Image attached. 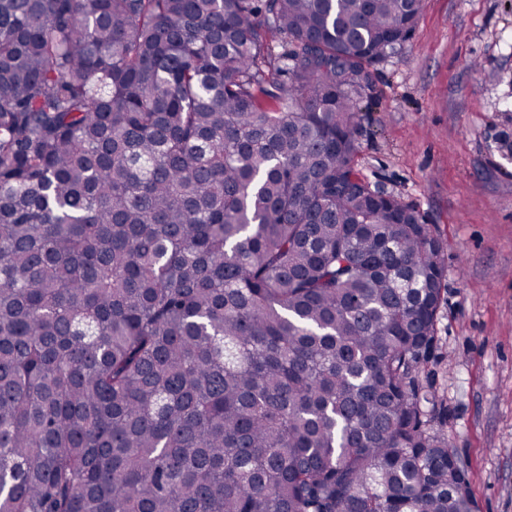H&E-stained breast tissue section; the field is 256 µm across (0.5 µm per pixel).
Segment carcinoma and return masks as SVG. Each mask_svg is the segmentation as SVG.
<instances>
[{
    "label": "carcinoma",
    "instance_id": "obj_1",
    "mask_svg": "<svg viewBox=\"0 0 512 512\" xmlns=\"http://www.w3.org/2000/svg\"><path fill=\"white\" fill-rule=\"evenodd\" d=\"M421 8L0 0V512H478L443 246L356 171Z\"/></svg>",
    "mask_w": 512,
    "mask_h": 512
}]
</instances>
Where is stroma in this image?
Masks as SVG:
<instances>
[{
	"instance_id": "35a3bbf8",
	"label": "stroma",
	"mask_w": 512,
	"mask_h": 512,
	"mask_svg": "<svg viewBox=\"0 0 512 512\" xmlns=\"http://www.w3.org/2000/svg\"><path fill=\"white\" fill-rule=\"evenodd\" d=\"M369 71L356 170L420 212L448 266L427 429L480 512H512V0H424Z\"/></svg>"
}]
</instances>
